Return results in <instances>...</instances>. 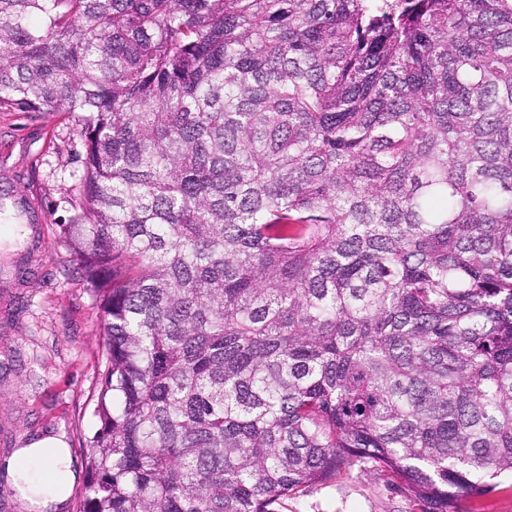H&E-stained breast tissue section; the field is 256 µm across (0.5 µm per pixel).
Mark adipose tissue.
<instances>
[{"instance_id":"obj_1","label":"adipose tissue","mask_w":512,"mask_h":512,"mask_svg":"<svg viewBox=\"0 0 512 512\" xmlns=\"http://www.w3.org/2000/svg\"><path fill=\"white\" fill-rule=\"evenodd\" d=\"M6 470L11 487L28 512H58L77 475L67 452L64 434L42 438L22 449Z\"/></svg>"}]
</instances>
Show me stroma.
<instances>
[{
    "label": "stroma",
    "instance_id": "obj_1",
    "mask_svg": "<svg viewBox=\"0 0 512 512\" xmlns=\"http://www.w3.org/2000/svg\"><path fill=\"white\" fill-rule=\"evenodd\" d=\"M83 139L62 112L0 105V462L29 440L63 431L78 470L61 512H77L103 350L101 306L61 227L82 201ZM459 512H512V474ZM278 512H417L378 473H351L283 500Z\"/></svg>",
    "mask_w": 512,
    "mask_h": 512
}]
</instances>
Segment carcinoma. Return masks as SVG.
<instances>
[{"mask_svg": "<svg viewBox=\"0 0 512 512\" xmlns=\"http://www.w3.org/2000/svg\"><path fill=\"white\" fill-rule=\"evenodd\" d=\"M101 300L79 512H420L512 473V0H0ZM277 508L279 512H420L388 478L357 467L350 475L283 500Z\"/></svg>", "mask_w": 512, "mask_h": 512, "instance_id": "cac0c4a2", "label": "carcinoma"}]
</instances>
